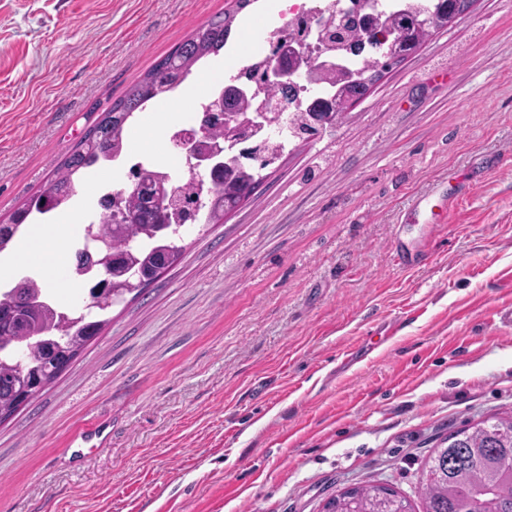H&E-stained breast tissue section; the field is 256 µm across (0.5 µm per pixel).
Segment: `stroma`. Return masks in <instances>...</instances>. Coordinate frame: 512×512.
<instances>
[{
	"mask_svg": "<svg viewBox=\"0 0 512 512\" xmlns=\"http://www.w3.org/2000/svg\"><path fill=\"white\" fill-rule=\"evenodd\" d=\"M232 5L0 0V220L98 111ZM283 6L254 0L219 55L136 114L120 160L35 218L75 214L67 264L100 196L130 186L136 163L165 165L150 122L199 111ZM181 246L0 423V512H321L364 481L421 508L432 450L512 411V0H474L334 134L292 143L250 199ZM0 261L13 268L0 288L31 276L77 304L50 264L15 248Z\"/></svg>",
	"mask_w": 512,
	"mask_h": 512,
	"instance_id": "obj_1",
	"label": "stroma"
}]
</instances>
